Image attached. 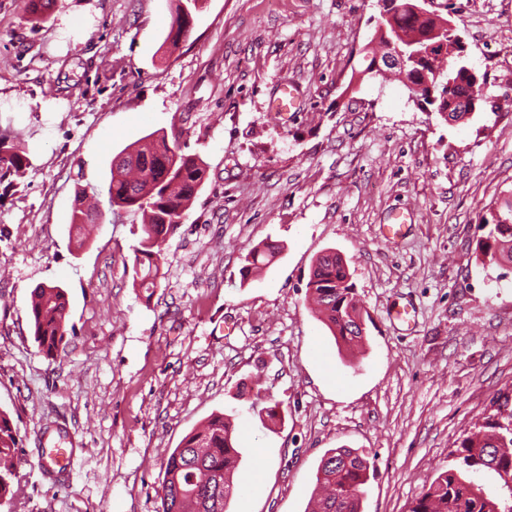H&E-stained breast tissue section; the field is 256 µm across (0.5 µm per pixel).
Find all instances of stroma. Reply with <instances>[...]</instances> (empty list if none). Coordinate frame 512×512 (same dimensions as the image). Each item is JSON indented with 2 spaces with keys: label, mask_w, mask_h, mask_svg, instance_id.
Masks as SVG:
<instances>
[{
  "label": "stroma",
  "mask_w": 512,
  "mask_h": 512,
  "mask_svg": "<svg viewBox=\"0 0 512 512\" xmlns=\"http://www.w3.org/2000/svg\"><path fill=\"white\" fill-rule=\"evenodd\" d=\"M466 60L512 96V0H448ZM171 0H57L32 25L0 0V134L32 163L0 190V410L21 442L0 512H157L162 465L211 414L240 429L228 512H305L328 450L372 465L362 512H408L448 453L512 390V270L481 263L488 206L512 191V108L446 121L364 67L377 0H205L177 49ZM299 91L286 119L272 108ZM166 134L208 165L165 245L158 288L133 285L142 219L100 200V232L69 236L78 179ZM409 217L389 241L392 212ZM280 257L242 282L265 239ZM340 253L366 333L338 349L307 282ZM70 303L69 343L38 354L36 285ZM413 304L415 324L393 320ZM281 420L253 412L255 389ZM79 454L52 484L38 464L46 422Z\"/></svg>",
  "instance_id": "35a3bbf8"
}]
</instances>
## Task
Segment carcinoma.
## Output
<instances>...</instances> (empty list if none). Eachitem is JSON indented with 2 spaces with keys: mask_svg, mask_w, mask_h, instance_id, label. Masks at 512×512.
<instances>
[{
  "mask_svg": "<svg viewBox=\"0 0 512 512\" xmlns=\"http://www.w3.org/2000/svg\"><path fill=\"white\" fill-rule=\"evenodd\" d=\"M55 0H29L31 22L39 24ZM198 0H175L172 21L165 42L177 47L194 21ZM385 36L403 42L419 55L409 61L406 78L409 97L435 107L451 109L445 120L464 122L473 113L466 108L474 103L481 108L512 107L509 96L490 97L481 85L473 84L471 66L463 62L456 31L447 29L435 46L423 49L424 37L436 26V17L413 10V0H396V7L381 19ZM125 157L111 163L108 181L103 184L111 209L140 212L144 223L137 244L132 247L134 285L150 290L161 278V260L169 235L182 224L200 190L205 162L195 154L181 152L169 144L167 136L156 132L127 145ZM31 167L25 144L18 136L0 137V184H20ZM99 194L92 184L77 187L71 229L77 248L85 246L87 225L98 224L102 214L86 203L89 194ZM487 230L479 243L483 259L500 268L512 267V193L496 203L482 218ZM278 242L266 239L246 255L243 280L270 266L280 254ZM307 288L316 313L331 331L338 347L359 345L365 336L362 308L343 259L328 252L315 261ZM69 300L60 285H39L31 293L29 319L38 353L54 358L67 345ZM496 413L487 417L480 430L462 438L448 452L455 465L440 472L416 499L409 512H512V394L502 393L496 400ZM238 436L230 416L215 413L199 428L188 433L169 454L164 476L157 490L158 512H226L233 494L232 476L238 460L227 455L237 450ZM20 448L9 414L0 411V506L16 495L13 478L21 462ZM492 471L497 490L488 493L469 478V474ZM370 462L362 454L336 448L321 460L316 477V492L311 512H361L363 488L369 480Z\"/></svg>",
  "mask_w": 512,
  "mask_h": 512,
  "instance_id": "cac0c4a2",
  "label": "carcinoma"
}]
</instances>
